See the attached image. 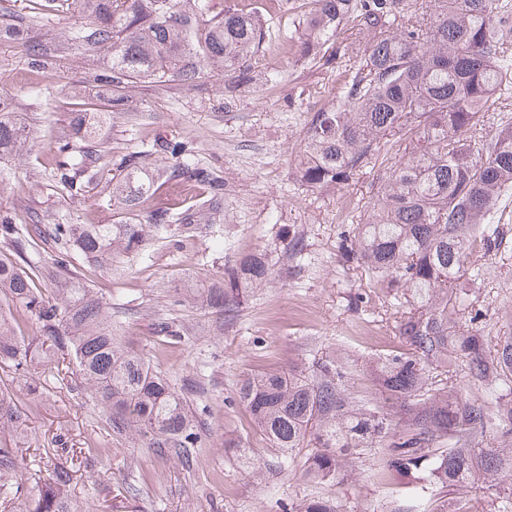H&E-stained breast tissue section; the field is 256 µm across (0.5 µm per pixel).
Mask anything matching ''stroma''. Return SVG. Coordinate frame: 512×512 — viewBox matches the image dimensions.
Instances as JSON below:
<instances>
[{
    "label": "stroma",
    "mask_w": 512,
    "mask_h": 512,
    "mask_svg": "<svg viewBox=\"0 0 512 512\" xmlns=\"http://www.w3.org/2000/svg\"><path fill=\"white\" fill-rule=\"evenodd\" d=\"M104 66L72 57L34 73L23 45L0 41V95L12 99L30 131L26 150L0 162L1 211L40 224L117 223L102 188L67 195L43 166L77 109L65 85L87 81L88 97L96 98L100 89L90 78ZM252 66L278 71V84L231 91L216 65L189 87L140 83L129 96L144 121L135 124L116 112L101 132L116 157L156 140L187 142L194 161L224 180V205L212 228L179 241L154 239L112 269H98L91 283L112 309L113 335L201 410L193 468L113 434L102 410L80 388L61 382L44 360L31 363L22 379L0 368V385L14 393L24 394L28 379L41 385L26 402L31 427L18 442L28 495H36L47 469L63 466L71 471L70 496L79 512H285L291 502L313 496L337 499L345 512H381L398 504L393 485L367 458L347 464L345 484L309 482L300 463H283L236 399L245 375L285 371L339 348L349 354V391L359 397L371 388L370 362L404 348L396 331L403 305L373 288L364 268L341 253L343 237L373 213L384 166L317 191L304 189L296 175L308 114L331 102L335 70L274 46ZM499 216L503 244L480 259L481 284L460 314L489 345L512 336V193L501 198ZM292 239L301 254L289 248ZM257 251L266 254L271 279L250 289L233 316L192 300V292L222 287L225 267ZM474 310L481 313L475 321ZM162 320L176 325L179 340L155 335Z\"/></svg>",
    "instance_id": "1"
}]
</instances>
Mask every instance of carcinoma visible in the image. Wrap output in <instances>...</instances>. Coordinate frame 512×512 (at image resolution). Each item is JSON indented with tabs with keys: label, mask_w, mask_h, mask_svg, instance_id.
I'll use <instances>...</instances> for the list:
<instances>
[{
	"label": "carcinoma",
	"mask_w": 512,
	"mask_h": 512,
	"mask_svg": "<svg viewBox=\"0 0 512 512\" xmlns=\"http://www.w3.org/2000/svg\"><path fill=\"white\" fill-rule=\"evenodd\" d=\"M283 0L245 9L234 0L214 10L208 0H44L35 14L0 21V40H23L40 12L69 13L80 25L50 55L27 43L37 71L69 56L108 60L95 75L104 109L81 112L59 137L44 167L56 187L71 196L86 185L108 191L117 224H19L0 212V293L21 305L40 325L42 341L15 333L0 316V364L23 375L37 357L57 373L76 376L106 415L116 435H133L161 455L190 466L198 448V416L185 394L140 355L112 335L103 297L80 280L41 285L79 253L88 276L112 265L114 255L139 250L155 232L176 226L196 230L205 212L224 199V182L191 159L177 140L157 141L118 158L102 149L100 132L114 112H130L128 91L138 83L179 80L193 84L208 64L224 67L235 84L260 80L272 87L275 73L256 74L247 62L265 47L268 16ZM351 27L364 43L337 36ZM278 50L336 70V103L310 113L299 180L312 189L346 184L378 160L389 163L377 189L376 209L341 249L371 274L374 287L407 310L397 323L408 351L385 356L370 379L381 398L356 401L347 393L354 376L344 357L313 359L286 372L242 378L237 400L271 446L293 462L306 448L302 470L309 480L340 484L341 460L377 457L380 475L404 494L405 507L391 512H448L422 495L427 487L478 480L499 485L512 476V448L495 446L489 433L512 436V336L496 348L459 326L457 309L480 279V255L503 243L496 223L502 195L512 191V114L491 112L493 97H512V0H310L301 28ZM0 97V160L22 152L26 127ZM407 133L396 158L381 153L392 132ZM165 156L152 168L146 159ZM193 184L207 199L174 217L157 202L163 185ZM143 211L146 223H132ZM266 255L255 252L224 269V287L206 304L229 314L245 286L269 281ZM460 360L474 382L505 389L506 407L489 412L461 396L439 398ZM25 403L0 387V495L23 489L17 441L27 432ZM71 474L53 468L38 496L18 501L15 512H76L68 496ZM289 512H342L328 497L301 499Z\"/></svg>",
	"instance_id": "1"
}]
</instances>
